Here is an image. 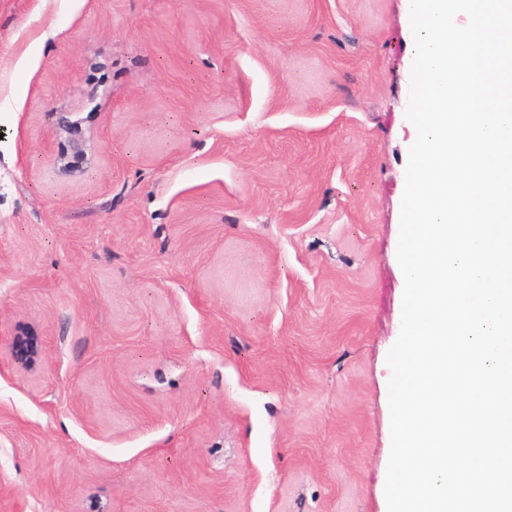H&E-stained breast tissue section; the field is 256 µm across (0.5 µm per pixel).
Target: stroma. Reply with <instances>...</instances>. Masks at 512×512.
<instances>
[{"label": "stroma", "mask_w": 512, "mask_h": 512, "mask_svg": "<svg viewBox=\"0 0 512 512\" xmlns=\"http://www.w3.org/2000/svg\"><path fill=\"white\" fill-rule=\"evenodd\" d=\"M413 42L403 0H0V512H387Z\"/></svg>", "instance_id": "obj_1"}]
</instances>
